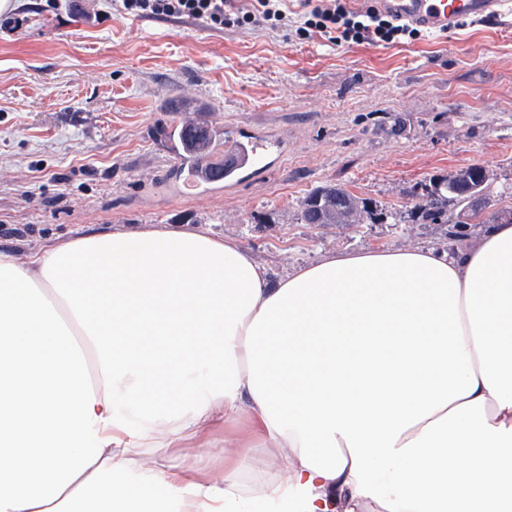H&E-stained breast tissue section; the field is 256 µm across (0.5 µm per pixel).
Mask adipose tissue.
I'll use <instances>...</instances> for the list:
<instances>
[{
  "instance_id": "1",
  "label": "adipose tissue",
  "mask_w": 512,
  "mask_h": 512,
  "mask_svg": "<svg viewBox=\"0 0 512 512\" xmlns=\"http://www.w3.org/2000/svg\"><path fill=\"white\" fill-rule=\"evenodd\" d=\"M280 448L257 489L144 453ZM512 512V224L270 280L172 228L0 249V512Z\"/></svg>"
}]
</instances>
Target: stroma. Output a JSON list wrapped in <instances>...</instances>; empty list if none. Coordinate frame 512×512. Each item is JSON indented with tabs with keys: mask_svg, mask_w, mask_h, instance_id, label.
<instances>
[{
	"mask_svg": "<svg viewBox=\"0 0 512 512\" xmlns=\"http://www.w3.org/2000/svg\"><path fill=\"white\" fill-rule=\"evenodd\" d=\"M11 0L0 30V248L35 251L100 230L179 227L239 241L271 277L329 253L439 243L405 214L415 184L479 164L512 184V23H467L414 40L333 44L195 19L134 18L112 0ZM196 96L218 132L287 140L231 192H191L168 174L176 102ZM337 185L402 213L398 224L298 220Z\"/></svg>",
	"mask_w": 512,
	"mask_h": 512,
	"instance_id": "1",
	"label": "stroma"
}]
</instances>
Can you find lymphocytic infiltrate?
<instances>
[{
  "label": "lymphocytic infiltrate",
  "instance_id": "1",
  "mask_svg": "<svg viewBox=\"0 0 512 512\" xmlns=\"http://www.w3.org/2000/svg\"><path fill=\"white\" fill-rule=\"evenodd\" d=\"M288 0H115L121 13L140 18L201 19L215 28L292 27L296 33L316 28L338 41L395 43L413 39L416 28L394 22L375 7L352 9L349 0H299L301 9L290 12Z\"/></svg>",
  "mask_w": 512,
  "mask_h": 512
}]
</instances>
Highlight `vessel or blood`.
<instances>
[{
	"label": "vessel or blood",
	"instance_id": "1",
	"mask_svg": "<svg viewBox=\"0 0 512 512\" xmlns=\"http://www.w3.org/2000/svg\"><path fill=\"white\" fill-rule=\"evenodd\" d=\"M506 0H376L383 13L396 21L438 33H452L467 21H497L504 14ZM277 140L259 139L251 143L226 140L224 179L237 182L246 172L266 169L270 159L282 152Z\"/></svg>",
	"mask_w": 512,
	"mask_h": 512
}]
</instances>
